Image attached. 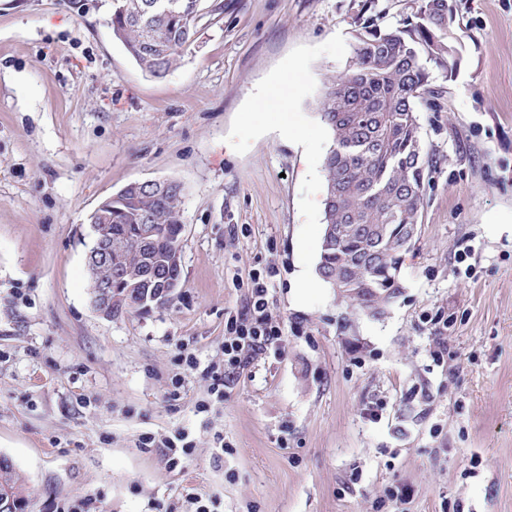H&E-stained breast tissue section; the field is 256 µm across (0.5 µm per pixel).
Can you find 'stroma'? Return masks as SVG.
Wrapping results in <instances>:
<instances>
[{"label":"stroma","instance_id":"1","mask_svg":"<svg viewBox=\"0 0 512 512\" xmlns=\"http://www.w3.org/2000/svg\"><path fill=\"white\" fill-rule=\"evenodd\" d=\"M204 7L157 79L113 37L112 0H0V455L34 512H512V0H455L462 60L419 107L433 166L377 317L295 284L319 259L324 82L414 0ZM293 73L296 102L267 96ZM167 178L180 288L104 318L89 217ZM257 274L283 341L219 397L205 369ZM181 433L174 469L141 444Z\"/></svg>","mask_w":512,"mask_h":512}]
</instances>
